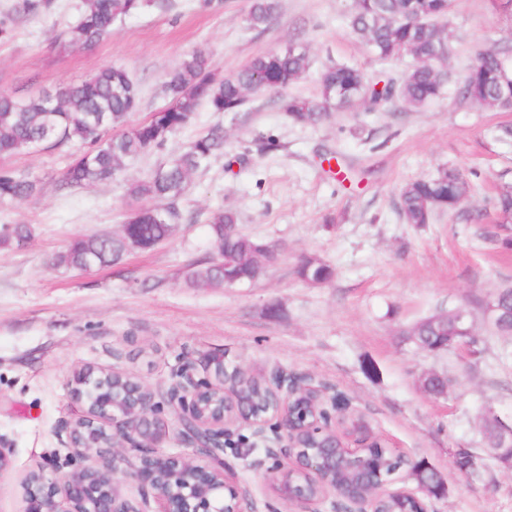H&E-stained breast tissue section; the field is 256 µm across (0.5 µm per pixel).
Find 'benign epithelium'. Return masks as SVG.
<instances>
[{
  "label": "benign epithelium",
  "instance_id": "7a95c632",
  "mask_svg": "<svg viewBox=\"0 0 512 512\" xmlns=\"http://www.w3.org/2000/svg\"><path fill=\"white\" fill-rule=\"evenodd\" d=\"M503 289L483 303L486 323L498 331L512 332V306L503 300ZM454 317L462 336L443 346L468 362L474 357L471 340L476 338L472 312L459 307ZM235 367L214 374V381L195 379L193 364H185L166 391L174 429L200 455L189 457L159 451L169 426L152 411L151 396L144 385L123 387L113 384L118 372L91 367L74 372L69 379L81 414L68 426L70 447L78 454L93 450L105 458L100 465L67 471L57 465L47 473L30 474L23 484V512H259L249 487L241 485L236 473L224 463V447L232 428L246 424L252 428L249 450L261 456L250 463L263 484L272 487L291 512H323L341 501L345 512H378L377 504L391 499L413 504L410 512H432V501L441 498L436 490L419 485L403 486L406 477L392 471L384 476L361 453L373 447L384 452L377 440L360 448H348L357 462V476L367 489L358 494L353 487L337 481L323 492L310 490L313 481L336 472V448H347L345 437L368 433L364 421L336 433V425L353 417L350 406L305 379L275 370L264 375L271 397L257 409L231 387ZM482 418L497 425L493 457L512 471V424L505 423L493 408H485ZM133 445L136 461L118 452V439ZM131 479L140 501L124 498L118 476Z\"/></svg>",
  "mask_w": 512,
  "mask_h": 512
}]
</instances>
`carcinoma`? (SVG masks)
I'll list each match as a JSON object with an SVG mask.
<instances>
[{
  "label": "carcinoma",
  "instance_id": "1",
  "mask_svg": "<svg viewBox=\"0 0 512 512\" xmlns=\"http://www.w3.org/2000/svg\"><path fill=\"white\" fill-rule=\"evenodd\" d=\"M151 0H80L74 23L59 33L68 46L91 49L106 40L122 18L137 14ZM452 0H355L349 19L352 32L366 40L381 59L413 56L417 64L400 80L382 82L367 77L348 65L327 68L319 81L315 100L285 97L283 92L307 69L306 52L293 45L260 54L238 71L222 76L208 55L197 50L186 55L166 74L169 103L148 119L126 125L138 111L141 92L130 74L119 66L101 68L93 77L66 83L52 91H41L26 99L0 93V156L29 153L77 142V153L64 173L62 186L88 188L112 179L129 162L161 148L168 136L186 127L198 107L205 103L213 112H237L247 96L256 92L278 95L289 119L316 125L327 116V105L366 102L374 109L393 97L413 105L438 99L445 91L446 72L437 62L448 54L442 21L448 17ZM278 0H252L247 15L250 29L262 31L277 16ZM55 9V0H16L17 15L40 18ZM502 54L490 49L477 58L458 96L468 102L512 108V82L501 80ZM224 129L214 126L196 136L186 149L161 163L153 173L127 188L132 206L118 238L79 237L54 257L57 266L87 269L117 261L130 246L139 243L151 249L170 235L182 219L178 203L190 176L224 154ZM38 180L28 174L0 168V202H20L33 196ZM469 183L455 168L442 170L433 178L407 183L400 194V212L408 224H428L438 212L457 209L466 199ZM494 209L498 218L512 215V189L498 194ZM238 223L237 213L219 208L209 218L215 254L187 272L195 287L221 288L225 278L248 281L259 277L249 243L254 238L237 233L224 235V225ZM29 234L25 224H5L0 244L22 241ZM303 278L329 281L332 269L306 259L299 270ZM458 335L452 312L432 324L424 318L408 332L424 351L454 340ZM416 483L443 486L440 473L425 461L412 465Z\"/></svg>",
  "mask_w": 512,
  "mask_h": 512
}]
</instances>
